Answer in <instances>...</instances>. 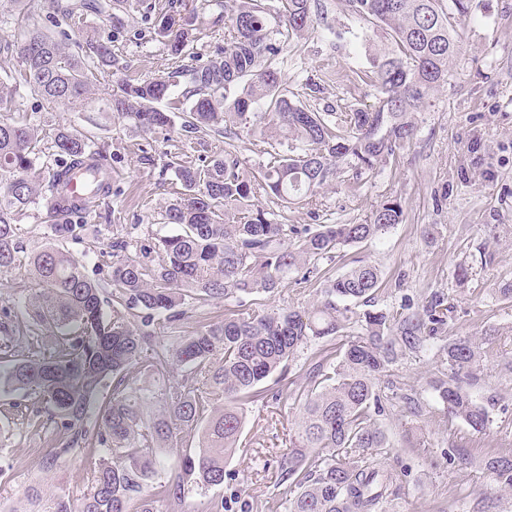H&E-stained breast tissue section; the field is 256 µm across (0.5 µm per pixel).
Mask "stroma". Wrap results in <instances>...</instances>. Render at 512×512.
Instances as JSON below:
<instances>
[{
  "instance_id": "obj_1",
  "label": "stroma",
  "mask_w": 512,
  "mask_h": 512,
  "mask_svg": "<svg viewBox=\"0 0 512 512\" xmlns=\"http://www.w3.org/2000/svg\"><path fill=\"white\" fill-rule=\"evenodd\" d=\"M182 14H193L197 40L194 51L206 61L223 46L229 31L212 23L214 7L202 0H178ZM125 30L113 39L114 66L127 77L145 79L163 70L167 51L152 22L133 12L124 18ZM349 22L343 0H319L313 28L292 40L296 67L283 77L290 91L310 109L347 112L372 109L377 89L363 81L368 63L364 47L354 40L336 41L332 29ZM319 87L308 94L307 84ZM14 108L40 128V160L53 161V137L59 125L86 132L105 145L112 169V192L102 198L82 237L65 244L82 260L93 279L109 277L110 238L130 236L150 243L162 229L161 207L173 202L178 186L165 167L174 156L202 166L221 152L224 142L213 134L186 135L180 127L143 133L128 120L109 112L78 111L67 103H45L24 91L14 96ZM417 134L397 157L354 183L341 176L326 187L317 203L284 204L268 200L280 223L299 228L309 224L362 223L385 199H398L402 224L382 238L341 249L320 264L319 274L298 282L288 273L272 294L255 293L244 299L250 314L288 307L309 308L320 300L328 280L356 258L382 272L376 308L393 313L402 300L425 304L440 295L451 305L446 336H471L484 348L472 391L490 411L487 431L472 434L459 421H448L428 382L445 370L437 350L400 357L391 379L413 388L419 413L403 404L387 406L379 423L390 448L388 463L402 476L388 498L386 512H477L480 493L491 492L495 481L477 461L493 450L512 451V374L503 372L512 357V300L503 288L512 286V0H474L472 14L461 28V46L445 86L421 112L415 113ZM174 233V226H167ZM468 270L457 278L458 267ZM32 289L30 279L16 272L0 278V316L10 315L26 329L34 322L22 301ZM336 342L324 338L309 343L285 373L270 377L265 386L281 392L279 403L248 404L239 447L225 465L223 489L190 486L178 512H205L209 501L224 495L230 512H268L281 501L279 463L289 444L298 406L291 390L310 387L306 370L314 356ZM452 448L468 449L472 465L448 463ZM44 449L38 439L21 436L0 415V512H22L28 486L66 490L80 495L85 487L86 458L70 452L51 472L35 462Z\"/></svg>"
}]
</instances>
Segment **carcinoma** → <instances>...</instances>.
<instances>
[{
	"label": "carcinoma",
	"mask_w": 512,
	"mask_h": 512,
	"mask_svg": "<svg viewBox=\"0 0 512 512\" xmlns=\"http://www.w3.org/2000/svg\"><path fill=\"white\" fill-rule=\"evenodd\" d=\"M173 2L49 0L56 31L49 35L33 23L22 43L6 40L0 53H16L18 85L28 95L84 110L101 85L92 69L111 66L112 53L92 29L72 37L73 22L88 12L118 20L142 10L154 15L168 55L184 59L197 41L196 28ZM345 2L360 27L336 37L349 34L367 48L364 76L379 91L369 112L311 110L292 99L283 82L277 57L313 27L316 0H228L215 23L227 20L232 34L207 62L112 81L107 111L144 132L170 128L178 119L186 133L222 137L224 150L201 168L167 164L182 192L159 215L177 233L156 235L138 257L127 255L128 240L112 238L116 261L106 282L89 278L63 247L87 230L93 208L110 192L105 149L62 126L54 135V164H40L38 128L13 117V89L0 84V275L27 273L34 292L26 309L54 336L48 347L37 332L0 328V390L32 400L11 406L6 418L51 448L38 461L41 470H52L68 452L84 454L90 470L77 506L68 494L47 497L32 488L24 512H131L134 501L138 512H157L160 500L181 504L192 483L224 487V464L238 448L246 402L267 398L263 383L300 348L335 336L343 340L334 357L311 364V387L298 398L281 460L286 512H383L398 473L386 462L388 442L377 422L384 412L379 382L399 357L421 352L443 333L448 306L441 297H431L420 311L408 304L394 314L369 310L382 274L357 259L328 281L310 309L231 310L224 321L190 336H155L157 326L169 328L191 301L222 298L240 305L246 295L275 292L292 270L308 282L337 250L379 239L403 222L401 202L387 198L366 223L318 224L301 235L261 202L311 200L344 169L359 180L411 141L417 131L412 114L448 83L459 29L472 10V0ZM242 128L282 147L253 178L241 171ZM78 169L95 192L76 201L67 186ZM42 200L56 220L52 242L29 253L18 223ZM439 353L448 373L430 387L448 418L484 433L490 413L465 388L482 344L459 337ZM173 365L189 367L190 376L158 392L148 389V378ZM195 434L199 453L156 481L157 450L176 448ZM479 465L499 491L512 495L511 453H488Z\"/></svg>",
	"instance_id": "cac0c4a2"
}]
</instances>
